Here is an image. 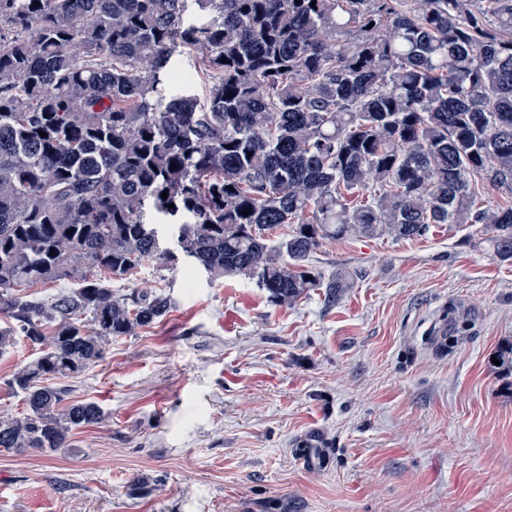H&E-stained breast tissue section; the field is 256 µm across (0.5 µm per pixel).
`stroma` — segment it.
Instances as JSON below:
<instances>
[{
    "label": "stroma",
    "mask_w": 512,
    "mask_h": 512,
    "mask_svg": "<svg viewBox=\"0 0 512 512\" xmlns=\"http://www.w3.org/2000/svg\"><path fill=\"white\" fill-rule=\"evenodd\" d=\"M475 233L326 241L311 265L349 288L290 306L146 261L114 292L174 308L54 379L105 418L52 454L0 450V512H512V372L491 360L512 263ZM31 355L0 357V414L22 411L7 381Z\"/></svg>",
    "instance_id": "35a3bbf8"
}]
</instances>
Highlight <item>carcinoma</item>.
Returning <instances> with one entry per match:
<instances>
[{
    "mask_svg": "<svg viewBox=\"0 0 512 512\" xmlns=\"http://www.w3.org/2000/svg\"><path fill=\"white\" fill-rule=\"evenodd\" d=\"M197 2L187 24L185 0H0V355L33 349L0 448L53 453L102 421L49 381L170 312L162 291H112L146 260L286 306L346 287L309 265L330 239L483 224L477 245L512 262V204L473 193H512V0H488L494 27L474 0ZM180 48L200 51L203 104L167 96L193 79ZM476 190L478 206L494 208L512 202V195L508 191L494 188L488 183L479 181Z\"/></svg>",
    "mask_w": 512,
    "mask_h": 512,
    "instance_id": "obj_1",
    "label": "carcinoma"
}]
</instances>
